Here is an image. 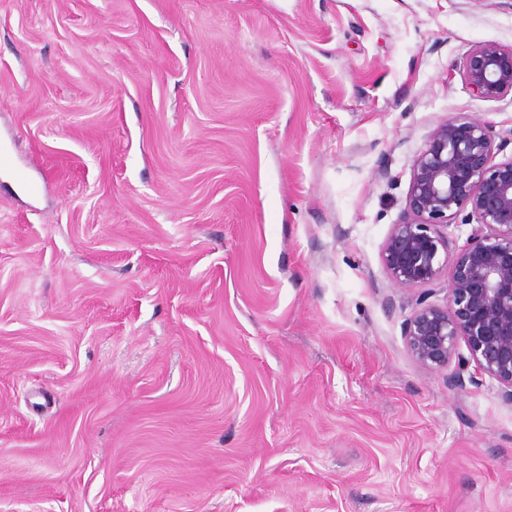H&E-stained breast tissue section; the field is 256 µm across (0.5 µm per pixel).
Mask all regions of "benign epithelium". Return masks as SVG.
Segmentation results:
<instances>
[{
  "instance_id": "1",
  "label": "benign epithelium",
  "mask_w": 512,
  "mask_h": 512,
  "mask_svg": "<svg viewBox=\"0 0 512 512\" xmlns=\"http://www.w3.org/2000/svg\"><path fill=\"white\" fill-rule=\"evenodd\" d=\"M463 77L475 97L512 94V47L494 41L465 57ZM493 126L478 117L442 118L413 160L401 222L393 225L381 260L392 281L411 289L430 284L448 264L440 226L461 213L476 219L470 243L453 259L446 304L422 297L404 323L410 356L441 371L457 360L453 382L495 379L512 400V156L496 160ZM464 341L468 356L457 353Z\"/></svg>"
}]
</instances>
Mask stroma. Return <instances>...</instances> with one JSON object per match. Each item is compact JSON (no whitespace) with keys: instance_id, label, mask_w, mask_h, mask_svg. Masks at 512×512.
<instances>
[{"instance_id":"stroma-1","label":"stroma","mask_w":512,"mask_h":512,"mask_svg":"<svg viewBox=\"0 0 512 512\" xmlns=\"http://www.w3.org/2000/svg\"><path fill=\"white\" fill-rule=\"evenodd\" d=\"M512 0H0V512H512V402L381 262Z\"/></svg>"}]
</instances>
